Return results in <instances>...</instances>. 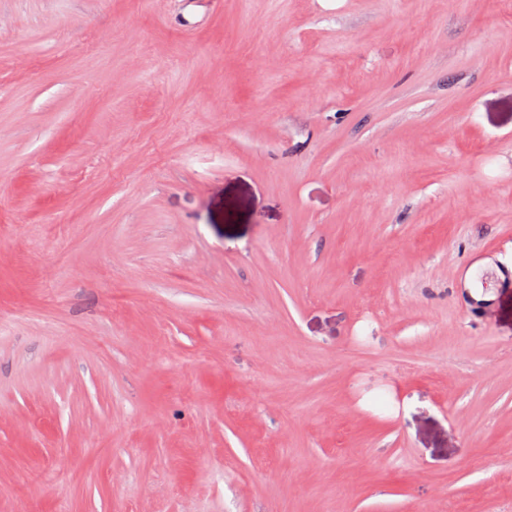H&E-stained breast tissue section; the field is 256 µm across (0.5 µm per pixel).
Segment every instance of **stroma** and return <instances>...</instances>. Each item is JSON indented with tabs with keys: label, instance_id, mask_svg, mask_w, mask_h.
<instances>
[{
	"label": "stroma",
	"instance_id": "35a3bbf8",
	"mask_svg": "<svg viewBox=\"0 0 512 512\" xmlns=\"http://www.w3.org/2000/svg\"><path fill=\"white\" fill-rule=\"evenodd\" d=\"M483 259L503 0H0V512H512Z\"/></svg>",
	"mask_w": 512,
	"mask_h": 512
}]
</instances>
